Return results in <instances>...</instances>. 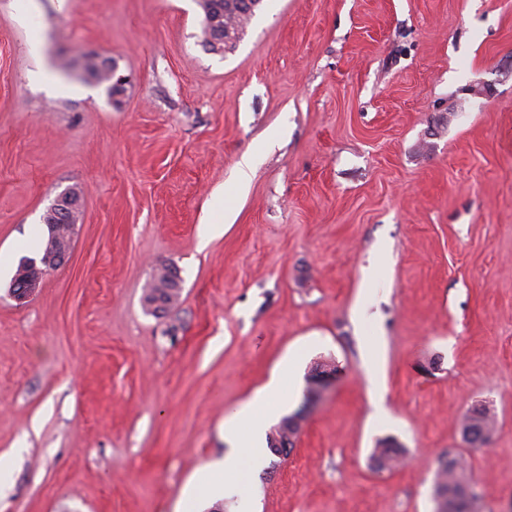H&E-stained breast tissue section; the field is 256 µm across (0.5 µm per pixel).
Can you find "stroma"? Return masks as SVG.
I'll use <instances>...</instances> for the list:
<instances>
[{
	"label": "stroma",
	"mask_w": 512,
	"mask_h": 512,
	"mask_svg": "<svg viewBox=\"0 0 512 512\" xmlns=\"http://www.w3.org/2000/svg\"><path fill=\"white\" fill-rule=\"evenodd\" d=\"M203 28L198 0H0V512H182L225 419L273 378L293 413L329 358L291 454L201 512H435L448 454L473 512H512V0H262L226 52ZM71 188L69 258L17 304ZM81 208V196L73 191L61 192L47 211L56 224H75ZM168 273H160L146 291L143 303L147 313L156 315L172 307L180 297L179 277L172 267H164ZM460 428L462 435L472 444L473 448L488 445L492 433L494 434L496 430L491 414L486 409H477L466 416ZM401 451L397 443L386 438L379 442L371 455L372 467L376 471L392 470L400 461Z\"/></svg>",
	"instance_id": "35a3bbf8"
}]
</instances>
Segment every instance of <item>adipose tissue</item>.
I'll return each mask as SVG.
<instances>
[{"label": "adipose tissue", "instance_id": "adipose-tissue-1", "mask_svg": "<svg viewBox=\"0 0 512 512\" xmlns=\"http://www.w3.org/2000/svg\"><path fill=\"white\" fill-rule=\"evenodd\" d=\"M284 403L285 397L278 382L274 381L225 419L224 433L237 449L203 469L195 488L187 491L186 501H193L201 494L220 496L236 493L238 486L230 481V474L246 468L251 470L261 464L264 427L280 413Z\"/></svg>", "mask_w": 512, "mask_h": 512}]
</instances>
